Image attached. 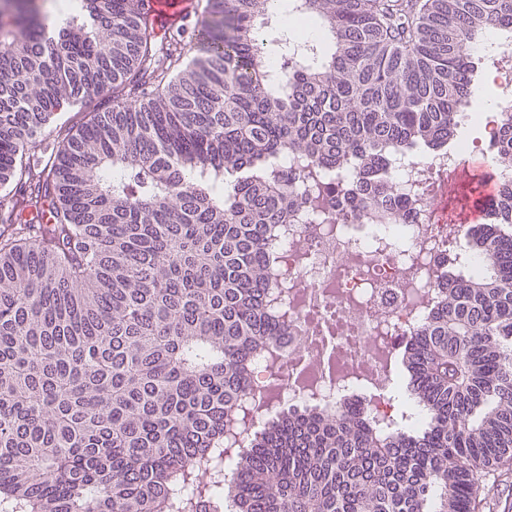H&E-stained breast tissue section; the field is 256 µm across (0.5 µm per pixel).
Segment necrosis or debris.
I'll return each mask as SVG.
<instances>
[{"instance_id": "1", "label": "necrosis or debris", "mask_w": 512, "mask_h": 512, "mask_svg": "<svg viewBox=\"0 0 512 512\" xmlns=\"http://www.w3.org/2000/svg\"><path fill=\"white\" fill-rule=\"evenodd\" d=\"M465 232L441 223L427 194L402 203L394 224H303L289 232L284 300L295 326L285 380L269 391L257 361L255 396L332 407L355 395L365 415L391 417L399 353L448 277L449 240Z\"/></svg>"}]
</instances>
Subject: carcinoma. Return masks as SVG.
<instances>
[{"label": "carcinoma", "instance_id": "cac0c4a2", "mask_svg": "<svg viewBox=\"0 0 512 512\" xmlns=\"http://www.w3.org/2000/svg\"><path fill=\"white\" fill-rule=\"evenodd\" d=\"M293 11L327 47L273 49L270 0H206L193 44L143 0H80L52 42V15L0 0V512H474L512 461V182L400 356L422 419L270 399L225 453L255 359L269 385L284 366L278 232L301 207L353 223L326 207L343 171L397 216L392 162L448 152L475 48L512 47V0ZM492 158L512 167V114ZM86 112H89V108L82 105L61 112L38 138L41 145L33 153L34 157H40L44 153L50 154L52 149H55L66 138L72 126H76L86 119Z\"/></svg>", "mask_w": 512, "mask_h": 512}]
</instances>
